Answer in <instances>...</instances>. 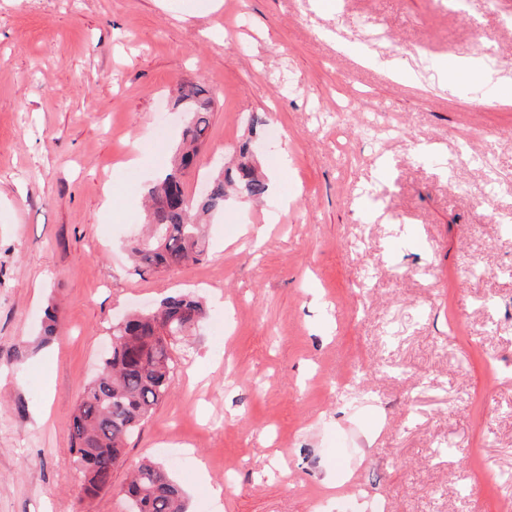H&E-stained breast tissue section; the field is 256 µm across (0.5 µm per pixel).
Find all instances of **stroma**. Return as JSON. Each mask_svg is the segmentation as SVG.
Wrapping results in <instances>:
<instances>
[{
	"label": "stroma",
	"mask_w": 512,
	"mask_h": 512,
	"mask_svg": "<svg viewBox=\"0 0 512 512\" xmlns=\"http://www.w3.org/2000/svg\"><path fill=\"white\" fill-rule=\"evenodd\" d=\"M208 3L0 0V512H129L146 459L187 512H512L474 475L512 474V73L483 57L512 0ZM186 81L216 98L187 193L249 138L276 187L139 273ZM181 291L208 318L85 498L71 425L112 325Z\"/></svg>",
	"instance_id": "obj_1"
}]
</instances>
